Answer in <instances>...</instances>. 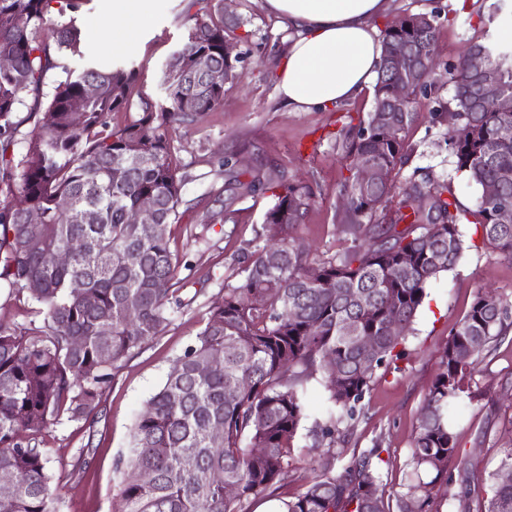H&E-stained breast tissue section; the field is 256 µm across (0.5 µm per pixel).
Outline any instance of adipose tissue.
Listing matches in <instances>:
<instances>
[{"instance_id": "obj_1", "label": "adipose tissue", "mask_w": 512, "mask_h": 512, "mask_svg": "<svg viewBox=\"0 0 512 512\" xmlns=\"http://www.w3.org/2000/svg\"><path fill=\"white\" fill-rule=\"evenodd\" d=\"M296 37L279 70L282 101L297 111L323 108L361 96L374 83L383 44L374 26L386 0H266ZM148 0H112L110 48L132 39Z\"/></svg>"}]
</instances>
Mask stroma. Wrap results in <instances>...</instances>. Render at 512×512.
<instances>
[{
	"label": "stroma",
	"instance_id": "stroma-1",
	"mask_svg": "<svg viewBox=\"0 0 512 512\" xmlns=\"http://www.w3.org/2000/svg\"><path fill=\"white\" fill-rule=\"evenodd\" d=\"M492 2L388 0L385 16L376 23L381 29L410 13L440 10L431 91L418 106L409 134L414 149L410 165L450 181L458 200L469 208L475 207L481 190L456 173L442 114L454 94L447 72L464 46L512 25V16L506 14L487 23ZM223 6L225 18L241 22V75L225 84L221 106L173 134L185 182L181 217L170 227L171 247L181 259L178 277L187 305L172 313L157 340L121 365L96 414L43 433L58 512H112L120 480L118 456L129 445L135 416L159 389L176 357L194 342L207 309L221 302L225 277L236 268L242 248L272 204L271 195L264 192L229 198L223 159H231L239 173L254 169L272 180L283 174L301 182L312 195V205L298 241L321 256L335 254L342 246L339 189L348 172L336 137L349 119L366 118L373 95L368 92L309 112L289 110L278 93V72L292 29L267 9L265 0H223ZM193 15L190 0H151L149 17L134 38L113 50L107 46L111 21L106 2L88 0L79 17L86 59L100 67L134 63L140 96L162 102V70L185 42ZM206 224L211 232H203ZM462 231L467 246L461 260L428 286L400 359L376 371L353 426L337 433L330 447L340 466L378 448L380 457L373 465L381 476L386 512H395L397 496L407 490L412 440L450 330L478 289L497 290L512 303V261L482 244L475 225H463ZM466 385L471 396L453 411L458 454L448 462L457 480L434 488V512H481L490 476L512 450V328L489 344ZM80 457L86 464L78 471L74 463Z\"/></svg>",
	"mask_w": 512,
	"mask_h": 512
}]
</instances>
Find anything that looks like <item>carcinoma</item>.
<instances>
[{"mask_svg": "<svg viewBox=\"0 0 512 512\" xmlns=\"http://www.w3.org/2000/svg\"><path fill=\"white\" fill-rule=\"evenodd\" d=\"M88 0H0V284L32 304L22 328L0 321V512H57L47 449L37 437L64 422L85 420L99 407L114 371L134 351L159 337L169 315L184 308L167 227L178 220L185 177L173 164L170 130L196 124L224 101V84L238 77L240 56L224 54L234 40L224 10L199 6L187 40L162 74L165 103L141 100L122 125L112 113L132 107L137 77L132 64L77 68L83 57L76 15ZM438 12L404 16L382 30L375 106L403 94L405 112H370L342 132L350 175L341 184L342 232L350 244L310 262L292 233L311 207L305 188L281 177L228 183L231 195L269 191L273 205L253 242L224 282V298L201 318L194 344L175 362L160 389L137 414L120 458L117 512H250L288 477V457L311 419L308 384L316 381L327 409L314 418L312 448L351 427L376 371L398 360L403 337L390 325L412 323L427 286L453 269L464 252L461 224H478L484 242L512 260V224L498 212L512 209V47L489 39L468 44L448 68L454 87L452 125L470 127L448 140L456 171L497 196L464 207L451 184L429 174L396 178L408 163L409 128L420 98L428 96ZM412 51L424 60L410 83L387 56ZM482 52L505 96L492 111L471 93L469 58ZM54 73L52 93L43 91ZM34 95L39 131L16 156L15 113ZM371 164L387 180L361 185L356 170ZM429 200L420 209L414 201ZM145 197L156 202L149 224L129 223ZM38 224L28 223L31 212ZM405 226H400V223ZM162 225V231L156 226ZM81 243L66 265L52 255ZM279 253L271 264L269 252ZM82 284L75 292L72 284ZM512 304L479 292L454 326L440 371L429 389L413 439L416 476L397 499V512H428L436 484H448V460L457 454L448 408L466 393L491 339L505 334ZM374 339L368 354L362 339ZM221 367L201 372L215 358ZM247 380L242 388L239 382ZM363 455L336 468L323 457L319 473L283 512H382L380 477ZM151 474V480L144 479ZM236 492L227 495L225 487ZM484 512H512V482L496 480Z\"/></svg>", "mask_w": 512, "mask_h": 512, "instance_id": "obj_1", "label": "carcinoma"}]
</instances>
